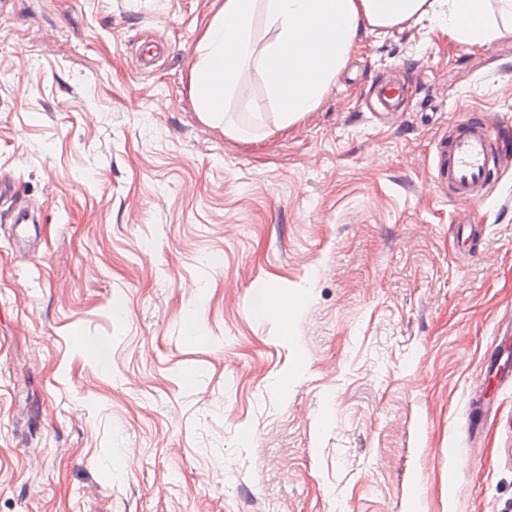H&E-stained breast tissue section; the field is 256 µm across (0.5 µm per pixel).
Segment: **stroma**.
Segmentation results:
<instances>
[{"instance_id": "35a3bbf8", "label": "stroma", "mask_w": 512, "mask_h": 512, "mask_svg": "<svg viewBox=\"0 0 512 512\" xmlns=\"http://www.w3.org/2000/svg\"><path fill=\"white\" fill-rule=\"evenodd\" d=\"M218 7L0 0V512H512V385L478 383L512 319V35L363 34L283 129L249 71L247 139L190 91ZM471 110L509 144L467 206L431 175ZM407 102L403 86L399 83H385L374 89L369 111L379 114L404 112Z\"/></svg>"}]
</instances>
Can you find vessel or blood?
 Masks as SVG:
<instances>
[{
  "instance_id": "1",
  "label": "vessel or blood",
  "mask_w": 512,
  "mask_h": 512,
  "mask_svg": "<svg viewBox=\"0 0 512 512\" xmlns=\"http://www.w3.org/2000/svg\"><path fill=\"white\" fill-rule=\"evenodd\" d=\"M406 106L407 95L400 84L385 83L373 91V112H402ZM497 139L498 134L487 119L468 113L437 145L435 185L448 188L454 199L478 201L479 192L491 175Z\"/></svg>"
}]
</instances>
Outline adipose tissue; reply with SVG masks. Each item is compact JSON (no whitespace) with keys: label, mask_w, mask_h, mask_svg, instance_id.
I'll return each mask as SVG.
<instances>
[{"label":"adipose tissue","mask_w":512,"mask_h":512,"mask_svg":"<svg viewBox=\"0 0 512 512\" xmlns=\"http://www.w3.org/2000/svg\"><path fill=\"white\" fill-rule=\"evenodd\" d=\"M410 21L483 45L512 34V0H224L195 46L197 108L209 121H225L243 73L255 69L278 127H288L320 104L362 32Z\"/></svg>","instance_id":"adipose-tissue-1"}]
</instances>
